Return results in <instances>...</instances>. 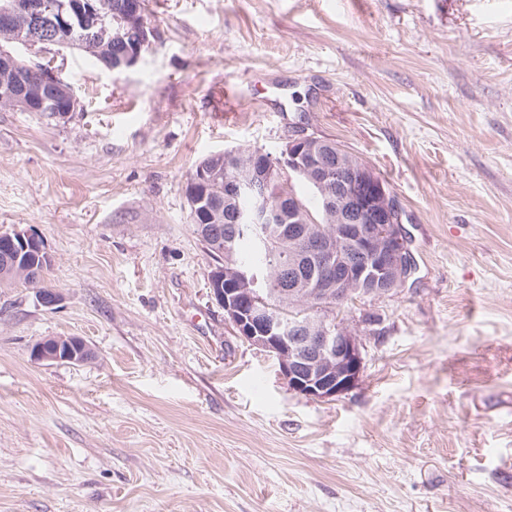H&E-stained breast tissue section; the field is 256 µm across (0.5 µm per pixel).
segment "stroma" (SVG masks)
<instances>
[{"mask_svg":"<svg viewBox=\"0 0 512 512\" xmlns=\"http://www.w3.org/2000/svg\"><path fill=\"white\" fill-rule=\"evenodd\" d=\"M108 70L39 60L83 110L0 106V228L51 257L0 284V512H512V0H147ZM362 158L416 263L345 304L360 382L290 389L211 297L187 178L294 134ZM77 337L81 363L34 360Z\"/></svg>","mask_w":512,"mask_h":512,"instance_id":"obj_1","label":"stroma"}]
</instances>
